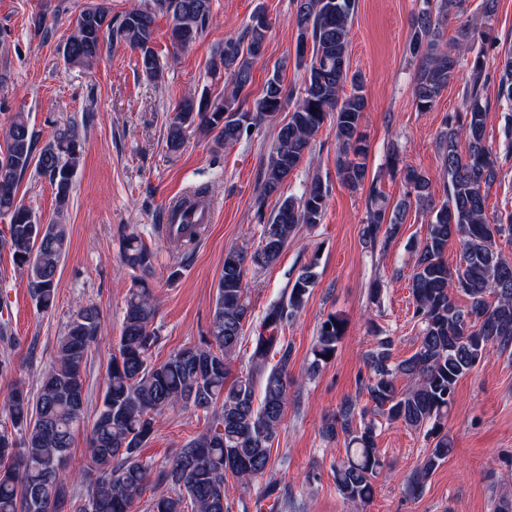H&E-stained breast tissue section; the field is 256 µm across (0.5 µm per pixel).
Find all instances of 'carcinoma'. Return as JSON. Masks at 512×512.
<instances>
[{
    "label": "carcinoma",
    "mask_w": 512,
    "mask_h": 512,
    "mask_svg": "<svg viewBox=\"0 0 512 512\" xmlns=\"http://www.w3.org/2000/svg\"><path fill=\"white\" fill-rule=\"evenodd\" d=\"M465 2L424 0L426 7L413 22L409 44L419 61L413 87L418 111H431L450 84L463 81L460 111L448 116L437 142L448 176L445 199L425 211L426 235L409 276L414 318L422 325L419 345L396 363L393 337L382 336L366 357V390L373 411L431 439L432 448L404 479L410 497L423 493L434 471L453 452L444 419L458 381L491 352L512 354V260L497 246V238L512 236V213L503 219L487 216V192L501 173V162L486 141L489 102L484 96L486 86L495 81L499 99L512 108V51L497 55L499 38L482 25L465 24L453 40L444 38L446 18L453 11L464 12ZM356 8V0H295L303 84L263 171L256 210L262 224L260 243L252 252L242 247L225 251L208 334L160 363L153 360L162 340L150 283L156 256L137 235L126 236L122 261L133 277L107 389L91 428L87 494L77 497L70 488L68 449L85 410L83 368L104 326L94 303L77 306L37 394L16 385L0 402L5 419L0 422V512H135L151 474L141 448L165 412L178 405L192 406L212 420L159 471L158 481L167 492L152 501L150 512H227L226 473L245 488L266 473L272 442L288 407V390L295 383L289 372L292 347L280 332L306 306L315 285V263L304 267L283 297L266 308L251 337L248 373L230 382V362L243 342L245 326L253 321L247 270L273 265L300 225L322 223L330 188L318 176L273 211L265 212L264 204L301 164L313 160V141L324 126L332 128L338 144L339 180L357 186L366 179L369 145L361 131L366 96L357 75H349V32ZM159 13L168 17L173 49H185L207 27L211 0H143L118 16L112 15L111 0H85L73 19L63 57L72 67L92 69L102 59L108 36L137 52L141 72L160 82L163 67L153 47ZM268 28L267 18L258 12L243 37L224 41L210 67L224 73L232 87L218 102L191 91L182 97L165 128L170 152L185 147L191 128L211 136L216 149L232 146L267 115L282 109L286 90L277 73L266 79L252 106L241 100L253 83ZM3 137L0 216L9 217V237L0 239V248L8 249L26 270L37 306L47 311L54 305L56 276L67 253L68 225L59 220L42 223L17 201V188L31 168L48 177L56 190L58 217H63L82 162L81 139L77 126L67 124L56 128L39 149L23 112L14 114ZM462 139L467 143L464 152L459 150ZM403 179L406 198L393 208L384 192L370 185L361 232L365 243L388 245L399 235L410 201L430 198L431 181L425 173L406 165ZM202 226L184 218L169 240L175 247L191 244ZM451 240L460 249L453 271L445 260ZM458 294L467 298L466 305L459 304ZM346 328L345 319L337 314L320 323L311 370L336 356ZM398 377L408 379L407 389H397ZM376 431L375 421L366 418V409H358L354 401L346 402L324 428L328 437L341 434L348 440L345 457L333 471L336 490L353 509L371 502L385 468Z\"/></svg>",
    "instance_id": "cac0c4a2"
}]
</instances>
